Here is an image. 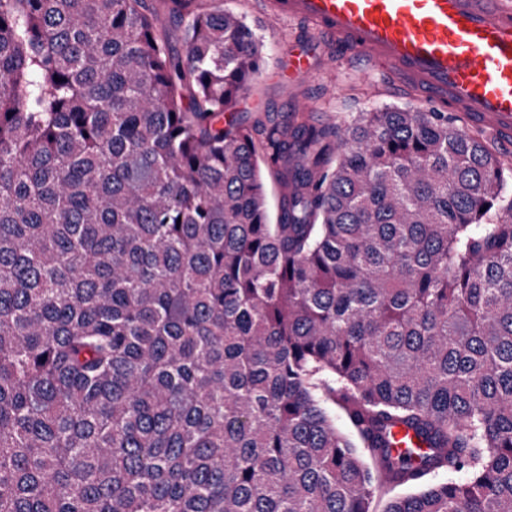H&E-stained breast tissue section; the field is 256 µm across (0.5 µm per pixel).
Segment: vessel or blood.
Returning a JSON list of instances; mask_svg holds the SVG:
<instances>
[{"label": "vessel or blood", "instance_id": "b4317fda", "mask_svg": "<svg viewBox=\"0 0 512 512\" xmlns=\"http://www.w3.org/2000/svg\"><path fill=\"white\" fill-rule=\"evenodd\" d=\"M277 18L305 20L430 102L466 113L512 144V0H267ZM289 80L311 77L289 51Z\"/></svg>", "mask_w": 512, "mask_h": 512}]
</instances>
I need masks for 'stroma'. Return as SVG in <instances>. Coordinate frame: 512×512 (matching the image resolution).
Returning a JSON list of instances; mask_svg holds the SVG:
<instances>
[{
	"mask_svg": "<svg viewBox=\"0 0 512 512\" xmlns=\"http://www.w3.org/2000/svg\"><path fill=\"white\" fill-rule=\"evenodd\" d=\"M224 7L241 16L263 46L258 71L231 107L242 124H251L266 112L282 122L301 112L309 123L322 124L387 106L433 109L415 87L401 86L377 72L356 50L337 47L307 23L270 16L264 0H224ZM294 45L314 52L313 78L293 82L282 78L288 50Z\"/></svg>",
	"mask_w": 512,
	"mask_h": 512,
	"instance_id": "stroma-1",
	"label": "stroma"
}]
</instances>
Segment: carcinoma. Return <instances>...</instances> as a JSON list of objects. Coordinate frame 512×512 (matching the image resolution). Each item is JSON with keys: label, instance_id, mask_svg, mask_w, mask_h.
I'll return each instance as SVG.
<instances>
[{"label": "carcinoma", "instance_id": "cac0c4a2", "mask_svg": "<svg viewBox=\"0 0 512 512\" xmlns=\"http://www.w3.org/2000/svg\"><path fill=\"white\" fill-rule=\"evenodd\" d=\"M261 58L224 0H0V512H512V168L224 120ZM263 179L266 189L267 201L270 212L275 216L279 210L281 200V186L271 167L263 166Z\"/></svg>", "mask_w": 512, "mask_h": 512}]
</instances>
